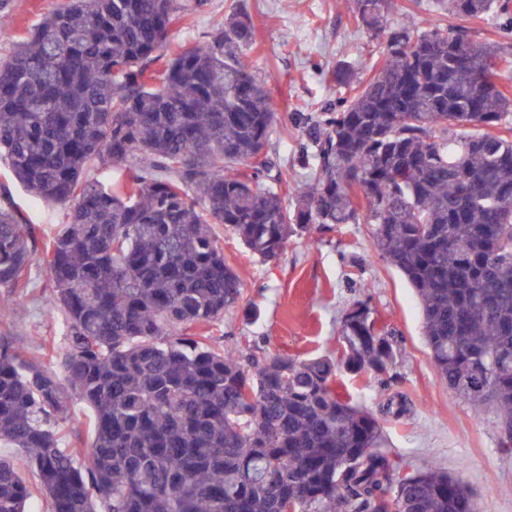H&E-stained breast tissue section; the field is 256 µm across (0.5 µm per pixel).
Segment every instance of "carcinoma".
<instances>
[{
	"label": "carcinoma",
	"mask_w": 512,
	"mask_h": 512,
	"mask_svg": "<svg viewBox=\"0 0 512 512\" xmlns=\"http://www.w3.org/2000/svg\"><path fill=\"white\" fill-rule=\"evenodd\" d=\"M385 5L356 0L380 59L329 72L339 97L312 127L292 208L288 173L258 184L276 113L234 7L183 47L175 0H64L0 64V162L36 199L72 203L45 244L67 318L55 366L0 332V440L27 453L50 512H477L461 478L406 471L381 421L338 391L340 372L382 380L396 360L368 300L344 312L338 359L243 355L202 332L244 300L214 225L273 260L311 224H369L416 292L441 382L495 405L512 449V53L464 26L509 4L448 0L452 30L442 16L388 30ZM115 165L118 180L88 177ZM37 246L4 199L0 288L28 295ZM76 402L92 411L88 448L61 446ZM407 402L390 395L381 412ZM36 491L0 455V512H28Z\"/></svg>",
	"instance_id": "carcinoma-1"
}]
</instances>
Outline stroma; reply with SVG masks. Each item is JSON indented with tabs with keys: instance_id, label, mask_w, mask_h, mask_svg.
Returning <instances> with one entry per match:
<instances>
[{
	"instance_id": "obj_1",
	"label": "stroma",
	"mask_w": 512,
	"mask_h": 512,
	"mask_svg": "<svg viewBox=\"0 0 512 512\" xmlns=\"http://www.w3.org/2000/svg\"><path fill=\"white\" fill-rule=\"evenodd\" d=\"M63 0H9L10 36L0 37V62L13 54L18 39ZM183 13L174 41H201L230 8L247 12L261 48L248 58L263 78L278 121L269 158L303 185L306 171L300 148L307 129L331 98L328 70L337 62L373 64L381 44L358 28L354 0H179ZM0 184L28 223L43 236L56 234L68 221L69 206L35 199L0 167ZM216 235L230 265L241 271L245 300L253 311L225 314L210 334L218 347L249 354L258 350L300 358L336 354L344 310L370 298L379 323L395 333L396 365L386 385L373 375L346 378L355 400L377 410L386 393H404L408 413L385 423L387 445L414 465L433 463L462 478L479 512H512V453L501 444L494 407L475 411L438 378L423 338L417 296L406 279L383 261L372 246L371 227L349 224L333 231L317 226L291 237L281 258L251 257L223 225ZM31 292L18 297L0 288V330L12 332L20 350L41 355L44 346L64 345L66 320L51 301L45 253H37L30 271Z\"/></svg>"
}]
</instances>
